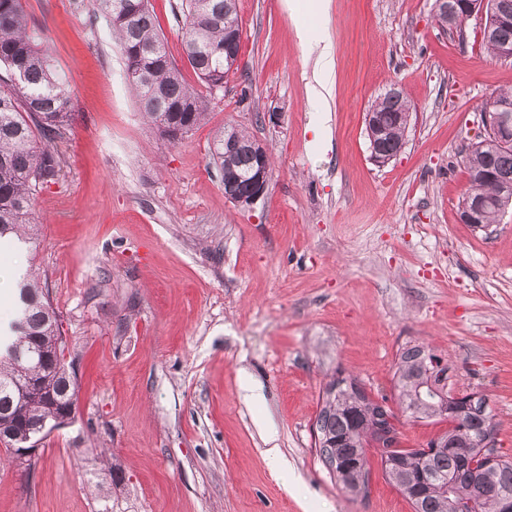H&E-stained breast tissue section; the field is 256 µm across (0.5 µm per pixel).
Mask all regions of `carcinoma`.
I'll return each instance as SVG.
<instances>
[{"label": "carcinoma", "instance_id": "cac0c4a2", "mask_svg": "<svg viewBox=\"0 0 512 512\" xmlns=\"http://www.w3.org/2000/svg\"><path fill=\"white\" fill-rule=\"evenodd\" d=\"M125 61L128 85L143 118L168 139L187 133L207 117L203 98L185 82L181 69L168 61L164 36L153 10L145 0H96ZM183 40L189 65L206 85L224 77V40L242 38L236 0H182ZM41 33L23 10L20 0H0V66L10 78H0V242L28 244L36 236L33 210L36 193L53 182L60 171L55 142L70 126L72 98L66 84L42 49ZM503 42L512 44V21L498 28L497 38L485 45L497 57ZM25 74L16 84L11 75ZM378 147L395 151L406 129L398 123L410 111L403 94L384 95L374 102ZM502 136L507 146L493 150L472 148L465 164L468 189L465 197L488 200L483 215L489 227L504 215L494 197L500 182L478 177L485 168L501 182L512 185V112ZM237 145L230 146L225 129L216 132L212 159L237 189L248 188L253 167L251 146L257 140L236 129ZM68 343L58 322L49 293L37 274H24L18 284L16 311L0 336V421L38 425L30 434L8 439L5 451L33 448L60 427L64 412L76 413L79 380L75 362L65 360ZM60 355L58 367L47 370L43 355ZM436 353L410 343L402 347L396 370L398 398L405 417L412 421L448 422V430L427 444V450L395 447L379 451L385 479L411 504L414 512H503L512 500V458L497 454L498 461H484V432L491 411L484 401L461 399L450 409L452 395L448 369L432 373ZM393 414L387 398L374 397L356 379L333 378L322 391L315 428L320 437L319 458L337 484L352 498L369 494L368 448L377 440L386 415Z\"/></svg>", "mask_w": 512, "mask_h": 512}]
</instances>
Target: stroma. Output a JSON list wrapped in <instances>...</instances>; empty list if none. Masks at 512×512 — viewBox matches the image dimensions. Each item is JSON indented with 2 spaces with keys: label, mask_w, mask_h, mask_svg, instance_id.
I'll use <instances>...</instances> for the list:
<instances>
[{
  "label": "stroma",
  "mask_w": 512,
  "mask_h": 512,
  "mask_svg": "<svg viewBox=\"0 0 512 512\" xmlns=\"http://www.w3.org/2000/svg\"><path fill=\"white\" fill-rule=\"evenodd\" d=\"M21 4L74 115L36 196V242L1 247L0 263L39 272L79 340L80 390L31 465L0 449V512H413L373 450L370 494L350 498L312 432L338 371L397 408L409 341L442 356L453 391L488 398L512 456V209L485 230L459 219L485 104L512 88L479 18L458 34L435 0H330L314 16L238 0L242 72L213 93L186 60L181 0H150L209 112L172 143L142 120L95 0ZM394 85L412 118L380 167L364 115ZM227 124L273 162L245 207L211 163Z\"/></svg>",
  "instance_id": "35a3bbf8"
}]
</instances>
